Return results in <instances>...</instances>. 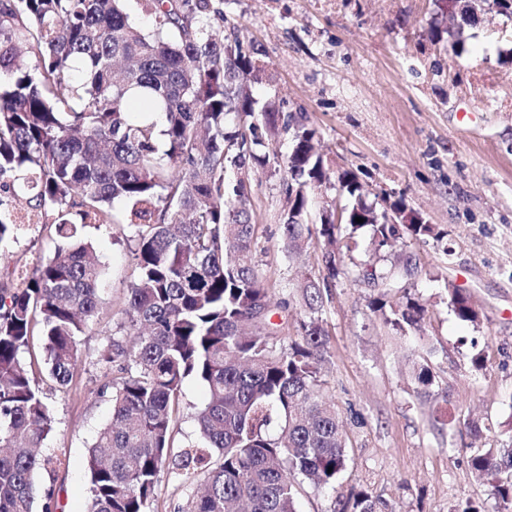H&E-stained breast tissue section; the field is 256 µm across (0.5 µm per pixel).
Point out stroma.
Here are the masks:
<instances>
[{"label":"stroma","instance_id":"stroma-1","mask_svg":"<svg viewBox=\"0 0 512 512\" xmlns=\"http://www.w3.org/2000/svg\"><path fill=\"white\" fill-rule=\"evenodd\" d=\"M258 50L253 86L282 112L306 113L321 136L330 174L354 171L371 203L403 199L436 225L440 239L410 241L417 269L404 282L428 308L422 330H392L371 303L398 300L365 280L340 275L324 289L320 313L329 337L324 380L349 437L350 465L335 488L312 491L301 512H333L351 488H363L391 512H457L472 500L499 503L468 465L471 449L512 442V18L490 12L465 28L464 49L429 36L436 0H224ZM280 175L252 177L262 271L275 284L273 322L295 333L304 304L297 267L283 249L287 199ZM86 235L104 267L102 310L81 337L83 365L58 387L44 367L36 377L54 418L43 442L65 456L56 475L63 512H85L84 460L110 420L100 394L98 352L107 335L132 345L120 327L124 289L134 276L133 231L90 226ZM53 249L37 233L0 244V274ZM470 294L480 317L462 323L447 306L449 288ZM484 352L482 369L471 359ZM435 376L421 389L412 363ZM206 389L182 386L176 442L195 438ZM482 425L481 434L465 418Z\"/></svg>","mask_w":512,"mask_h":512}]
</instances>
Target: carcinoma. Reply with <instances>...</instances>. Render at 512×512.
<instances>
[{"label": "carcinoma", "instance_id": "1", "mask_svg": "<svg viewBox=\"0 0 512 512\" xmlns=\"http://www.w3.org/2000/svg\"><path fill=\"white\" fill-rule=\"evenodd\" d=\"M442 2L450 25L435 21L429 35H448L457 53L487 0ZM255 54L223 0H0V243L33 220L54 246L0 282V512L59 509L63 460L41 451L54 418L21 354L39 330L49 377L72 382L80 337L101 305L104 269L85 237L96 224L133 229L137 276L122 324L134 343L114 338L98 355L112 416L85 460L86 512H154L163 478L198 474L203 491L181 512H298L306 487L333 488L347 470L345 431L322 378L323 289L365 227L376 254L440 232L400 200L367 202L352 170L337 176L345 204L312 220L316 191L329 182L318 131L304 113L253 97ZM153 111L162 125L146 119ZM279 132L291 143L274 162L288 200L284 249L298 261L321 242L327 269L321 280L301 274L308 316L295 337L271 322V289L254 257L249 172L270 162ZM350 273L402 291L394 306L371 303L386 324L421 327L426 310L402 285L401 255L381 273L370 262ZM448 309L479 319L460 288L448 290ZM188 378L205 385L206 403L199 437L177 451ZM411 378L434 382L420 363ZM470 466L512 505V442L476 449ZM386 510L361 489L338 512Z\"/></svg>", "mask_w": 512, "mask_h": 512}]
</instances>
